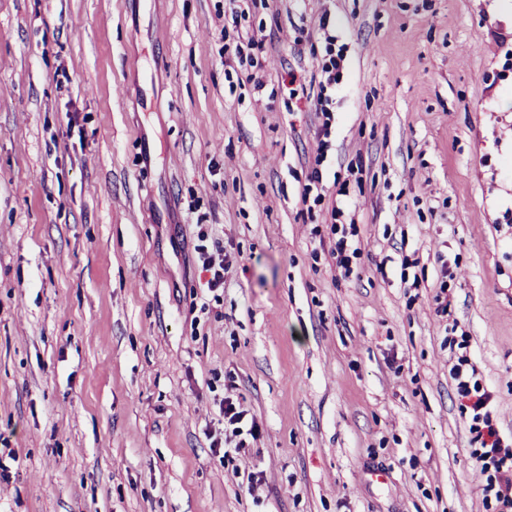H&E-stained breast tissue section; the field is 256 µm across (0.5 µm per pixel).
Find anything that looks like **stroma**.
<instances>
[{
	"instance_id": "stroma-1",
	"label": "stroma",
	"mask_w": 512,
	"mask_h": 512,
	"mask_svg": "<svg viewBox=\"0 0 512 512\" xmlns=\"http://www.w3.org/2000/svg\"><path fill=\"white\" fill-rule=\"evenodd\" d=\"M463 355L512 448V0H0V512H502Z\"/></svg>"
}]
</instances>
